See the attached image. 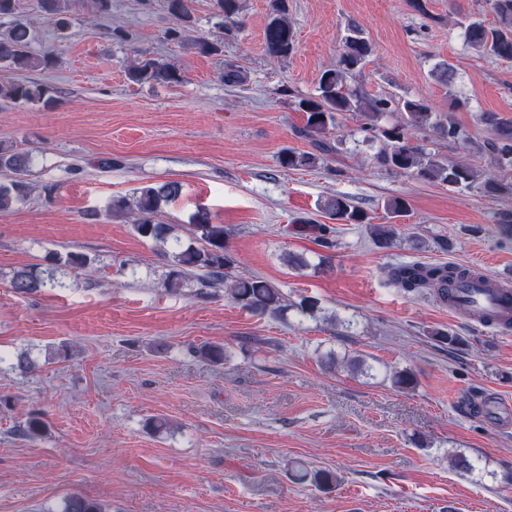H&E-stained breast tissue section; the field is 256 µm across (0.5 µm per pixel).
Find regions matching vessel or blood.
I'll list each match as a JSON object with an SVG mask.
<instances>
[{
	"mask_svg": "<svg viewBox=\"0 0 512 512\" xmlns=\"http://www.w3.org/2000/svg\"><path fill=\"white\" fill-rule=\"evenodd\" d=\"M456 313L479 323L491 318L501 323L512 321V282L481 273L454 290Z\"/></svg>",
	"mask_w": 512,
	"mask_h": 512,
	"instance_id": "obj_1",
	"label": "vessel or blood"
}]
</instances>
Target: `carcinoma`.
I'll list each match as a JSON object with an SVG mask.
<instances>
[{
  "instance_id": "cac0c4a2",
  "label": "carcinoma",
  "mask_w": 512,
  "mask_h": 512,
  "mask_svg": "<svg viewBox=\"0 0 512 512\" xmlns=\"http://www.w3.org/2000/svg\"><path fill=\"white\" fill-rule=\"evenodd\" d=\"M71 0H40L44 13L52 16L57 27L65 30L70 25ZM496 17L495 25L489 27L477 16H468L457 22L463 30L468 46L482 56L512 60V0H486ZM192 0H167V9L180 22H191ZM216 9L224 15L228 27L238 25L239 0H214ZM269 21L266 24L264 40L267 53L274 58H286L296 48V38L288 22L286 0H271ZM17 0H0V18L10 19L9 25L0 30V66L20 70H46L53 66L48 54H35L30 50L31 32L27 25L15 20ZM372 54V46L364 32L356 25H350L342 38V53L336 67L320 75L317 94L299 101V108L305 113L304 132L318 138L317 147L325 151L326 134L338 125V118L346 112H358L366 121L367 129L375 133L385 144L377 155V161L385 168L403 174H410L420 180L436 182L457 189L479 187L489 196L512 193V180L503 182L489 178L466 157L448 160L436 154H428L422 148L411 144L409 131L430 129L436 136L468 149L471 143L468 130L457 124L449 114L439 115L431 111L420 99H373L363 92L352 89L348 79L361 70ZM129 78L136 83H157L177 85L183 82L179 65L171 61L144 59L129 71ZM55 101L52 88L16 80L0 84V102L9 104L49 105ZM385 112L400 113L399 120L387 127L377 124ZM485 124L494 131V136L484 142L483 150L497 158L500 168L512 170V120L498 117L494 112L483 113ZM316 155L308 152L285 150L279 156V165L285 169L313 167ZM32 155L0 145V169L11 173L8 180L0 182V211H7L25 201L31 193L28 171ZM182 184L168 181L159 186H145L140 189L134 204L125 199L112 201L108 206L111 213L126 215L134 232L141 238L154 243H171V250L161 251L167 271L164 288L178 294L188 281L196 283L195 296L208 299L224 292L226 297L240 309L257 316L280 318L284 312L294 309L302 315H313L320 307L318 302L306 297L294 304L286 303L279 288L260 277H234L230 273L233 258L228 252L226 240L229 232L222 224L210 222L206 211L200 209L192 217L190 236L184 242L172 236L173 227L157 221L162 205L174 201L181 195ZM323 210L345 224H369L364 211L355 206L346 196L327 200ZM372 239L381 247L389 246L395 236L392 224H370ZM93 259L80 251L65 254L54 253L49 263L24 265L14 270L10 287L18 294L32 295L46 288L62 286L57 277L60 268L84 271L91 267ZM475 274V271L454 265H425L421 263L401 264L389 271V279L408 293L426 291L442 302L451 298L450 287L458 281ZM196 353L203 359L222 364L228 358L226 348L221 344H206ZM394 387L413 390L417 385L415 374L407 369L390 372ZM46 432L43 414L33 411L27 419L13 430V435L23 441H36ZM293 475L308 481L320 490H329L340 483L335 472L326 469H309L300 465L292 469ZM62 512H106L97 501L73 495L64 502Z\"/></svg>"
}]
</instances>
